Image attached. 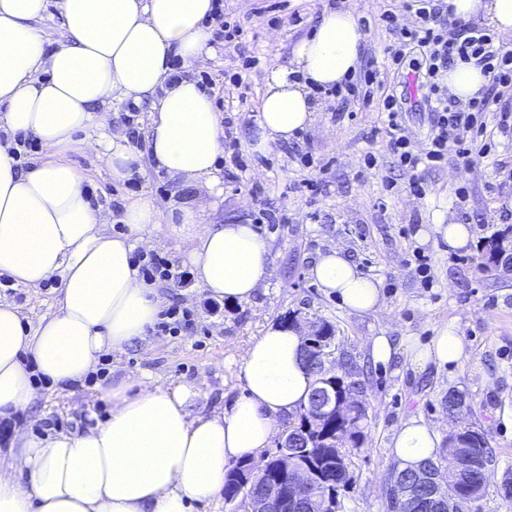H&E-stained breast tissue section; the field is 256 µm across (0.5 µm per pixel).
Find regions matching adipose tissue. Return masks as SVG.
I'll return each instance as SVG.
<instances>
[{"instance_id":"adipose-tissue-1","label":"adipose tissue","mask_w":512,"mask_h":512,"mask_svg":"<svg viewBox=\"0 0 512 512\" xmlns=\"http://www.w3.org/2000/svg\"><path fill=\"white\" fill-rule=\"evenodd\" d=\"M454 16L490 26L512 40V0H447ZM61 23L48 43L40 23L48 5ZM212 0H0V275L30 290L58 278L54 313L30 324L0 302V416L30 405L48 385L64 391L95 371L106 352L144 340L167 304L132 261L137 242L162 214L154 200L126 205L129 232H108L109 211L83 186L68 160L73 148L102 150L113 181L141 170L126 139H85L106 126L112 101L149 104L148 148L158 169L221 192L219 115L191 76L213 52L207 23ZM365 47L353 8L323 15L292 48L287 65L268 72L256 117L263 147L312 127L319 87L353 76ZM449 98L467 103L488 84L475 61L443 75ZM37 139L44 160L20 170L17 135ZM202 208H181L172 234L195 282L209 297L247 304L264 288L269 242L254 225L205 224ZM308 276L352 314L383 308L380 281L364 276L344 249L317 253ZM301 329L268 325L242 358V391L230 407L205 411L193 384L122 376L106 391L104 420L77 432L40 437L15 428L0 452V512H192L220 497L228 467L262 463L281 419L307 403L315 377L303 360ZM417 366L445 368L466 358L457 333L411 344ZM440 433L410 418L393 439L399 467L437 459Z\"/></svg>"}]
</instances>
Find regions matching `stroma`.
<instances>
[{
  "label": "stroma",
  "instance_id": "35a3bbf8",
  "mask_svg": "<svg viewBox=\"0 0 512 512\" xmlns=\"http://www.w3.org/2000/svg\"><path fill=\"white\" fill-rule=\"evenodd\" d=\"M357 4L365 27L366 52L362 65L381 66L382 79L403 86L422 65L418 56L404 60L399 71L383 67L384 49L394 40L380 11L396 13L410 24L399 0H288L277 16L260 14L263 0H224L229 21L242 26L235 51L216 48L203 67L194 71L213 98L224 96L232 74H241L243 99L234 100L232 136L248 163L237 169L221 156L222 194L207 210L205 223L234 219L256 223L271 245L267 286L249 304H230L205 297L194 284L163 283L169 303L191 314L189 326L174 334L150 333L124 352L102 357L105 373L97 382L66 391L43 389L20 413L22 423L40 436L50 430L75 431L104 419L110 404L94 395L113 377L149 373L162 382L181 380L198 386L201 407L220 410L241 392V362L248 343L272 323L329 325L336 336L329 366L350 361L367 369L363 400L367 417L359 442L344 441L346 462L354 476L340 490L337 512H385L384 484L394 466L390 447L401 422L414 416L438 426L441 435L459 430L462 422L483 432L492 456L484 497L473 512H512L502 484L512 476V273L481 268V244L494 232L512 225V135H495L487 155L472 167L448 158L435 170L419 172L424 195L410 192L408 176L387 151L382 99L370 103L338 104L329 99L315 126L298 139L273 145L264 152L253 148L255 118L267 72L287 65L295 42L309 34L325 12ZM300 23H292L291 14ZM378 165L364 166L366 155ZM72 165L112 213L111 233L127 232L122 221L125 204L152 198L162 212L193 205L206 197L204 187L187 186L157 170L143 158L142 170L130 181L113 182L102 157L91 150L69 152ZM315 190H307V181ZM444 207L457 223L470 225L474 241L460 250L449 249L434 230L431 214ZM278 221L261 223L263 213ZM342 247L360 272L380 280L386 306L364 315L348 313L335 296L325 294L309 279L307 268L318 250ZM428 257L432 287H425L416 270L414 253ZM57 279L39 291L14 286L0 288V299L19 305L30 323L54 310ZM455 326L466 343L461 364L440 369L412 365L405 355L389 364L372 361L370 337L385 335L397 344L427 343L445 326ZM465 396L464 418L448 414L449 390Z\"/></svg>",
  "mask_w": 512,
  "mask_h": 512
}]
</instances>
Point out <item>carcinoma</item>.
Returning a JSON list of instances; mask_svg holds the SVG:
<instances>
[{"label": "carcinoma", "instance_id": "1", "mask_svg": "<svg viewBox=\"0 0 512 512\" xmlns=\"http://www.w3.org/2000/svg\"><path fill=\"white\" fill-rule=\"evenodd\" d=\"M512 249V226L507 227L487 238L483 247V267L499 268V256ZM313 344L304 348V361L308 369L316 376L315 385L326 386L336 390V397L345 392L362 386L360 373L348 370L342 375L329 371L321 373L318 368L316 349L330 347L333 340L332 329L325 325L316 329V335L311 337ZM366 418L365 409L357 405L334 417L316 420L308 416L305 411L297 413L291 428L300 438L288 443V459L284 460L278 454L272 456L258 470L245 462L232 464L224 480V500L228 503L237 502V507H248V496L259 494L265 479H280L287 481L283 466L290 468H309L318 472L320 481L318 493L337 500L339 490L351 484L352 476L349 474L345 455L336 447V435H350L352 438L360 437V425ZM459 438L468 448H473L483 458L489 460L491 456L486 450L483 433L474 429V426H463ZM488 470L481 466L468 471L466 476L453 488V495L457 499L458 512H471V495L483 493L486 488Z\"/></svg>", "mask_w": 512, "mask_h": 512}]
</instances>
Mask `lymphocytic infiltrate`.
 I'll return each mask as SVG.
<instances>
[{
  "mask_svg": "<svg viewBox=\"0 0 512 512\" xmlns=\"http://www.w3.org/2000/svg\"><path fill=\"white\" fill-rule=\"evenodd\" d=\"M402 8L413 14L409 26H397L391 11L380 14L381 21L395 29V41L385 53L393 65H401L411 50L425 57L420 83L424 99L435 114L429 145L424 152L412 149L404 120L406 95L394 92L382 100L386 115L387 147L399 167L409 173V188L423 194L424 186L416 177L418 169H433L445 159L447 150H454L458 162L472 165L486 154L491 130L512 132V50L497 45L489 28L464 24L448 15L447 0H403ZM477 58L488 79V92L481 98L459 106L449 101L446 87L439 83L455 59Z\"/></svg>",
  "mask_w": 512,
  "mask_h": 512,
  "instance_id": "obj_1",
  "label": "lymphocytic infiltrate"
}]
</instances>
